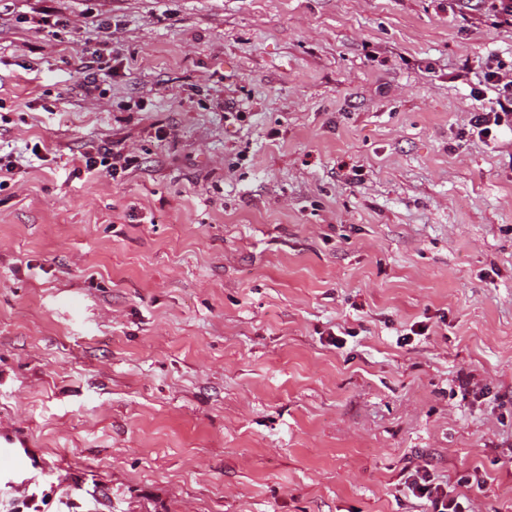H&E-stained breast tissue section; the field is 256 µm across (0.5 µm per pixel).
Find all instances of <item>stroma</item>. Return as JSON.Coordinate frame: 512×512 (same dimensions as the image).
Instances as JSON below:
<instances>
[{
  "label": "stroma",
  "mask_w": 512,
  "mask_h": 512,
  "mask_svg": "<svg viewBox=\"0 0 512 512\" xmlns=\"http://www.w3.org/2000/svg\"><path fill=\"white\" fill-rule=\"evenodd\" d=\"M490 55L480 0H0V512H512ZM80 74L82 75L83 85L87 95L94 96V92L97 89V75L94 71L93 64L95 63V52L91 51L87 47L80 49ZM137 156L121 150H114L112 145L101 146L95 155L81 154L78 161L84 166L87 174L106 173L112 177L118 176L136 161ZM428 463L416 464L408 468L404 488L414 497L424 499L426 512H471L469 502L460 495H452L448 485L435 482ZM466 504V506H464Z\"/></svg>",
  "instance_id": "35a3bbf8"
}]
</instances>
